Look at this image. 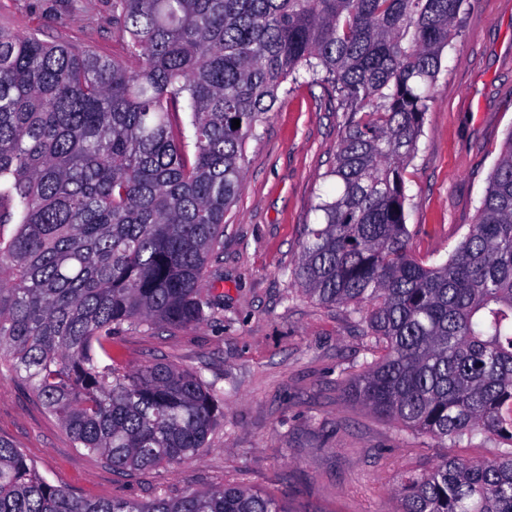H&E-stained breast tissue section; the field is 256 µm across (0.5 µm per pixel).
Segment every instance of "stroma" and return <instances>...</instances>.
<instances>
[{
  "instance_id": "1",
  "label": "stroma",
  "mask_w": 512,
  "mask_h": 512,
  "mask_svg": "<svg viewBox=\"0 0 512 512\" xmlns=\"http://www.w3.org/2000/svg\"><path fill=\"white\" fill-rule=\"evenodd\" d=\"M0 25L39 30L75 49L121 54L111 0H0ZM346 113L334 93L302 78L278 99L245 145V182L224 216L222 279H208L214 313L178 329L128 330L124 365L162 362L202 373L230 391L198 459L121 476L74 446L30 390L0 378V437L21 448L51 484L92 498L150 500L237 479L289 512H397L403 473L447 455L346 393L374 351L344 310L290 281L312 205L329 190ZM512 129V0H473L445 49L418 153L405 172L413 253L446 260L475 221L488 176Z\"/></svg>"
}]
</instances>
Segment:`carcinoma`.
I'll return each mask as SVG.
<instances>
[{"label": "carcinoma", "instance_id": "carcinoma-1", "mask_svg": "<svg viewBox=\"0 0 512 512\" xmlns=\"http://www.w3.org/2000/svg\"><path fill=\"white\" fill-rule=\"evenodd\" d=\"M467 0H112L125 60L0 27V377L112 471L198 458L224 404L201 373L114 352L116 333L204 322L243 146L304 70L347 111L293 282L381 354L352 396L442 448L398 512H512V132L448 259L409 250L404 174ZM188 114L190 135L171 116ZM240 127L232 128V120ZM0 512H288L227 482L149 503L83 498L0 438Z\"/></svg>", "mask_w": 512, "mask_h": 512}]
</instances>
